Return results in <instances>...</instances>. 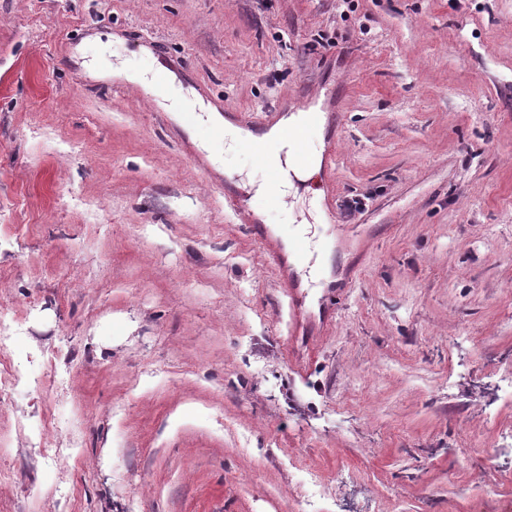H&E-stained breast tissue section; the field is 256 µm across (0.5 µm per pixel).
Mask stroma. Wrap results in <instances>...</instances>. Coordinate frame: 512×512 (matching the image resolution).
<instances>
[{
  "label": "stroma",
  "mask_w": 512,
  "mask_h": 512,
  "mask_svg": "<svg viewBox=\"0 0 512 512\" xmlns=\"http://www.w3.org/2000/svg\"><path fill=\"white\" fill-rule=\"evenodd\" d=\"M213 100L337 115L300 333ZM0 314V512H512V0H0Z\"/></svg>",
  "instance_id": "obj_1"
}]
</instances>
